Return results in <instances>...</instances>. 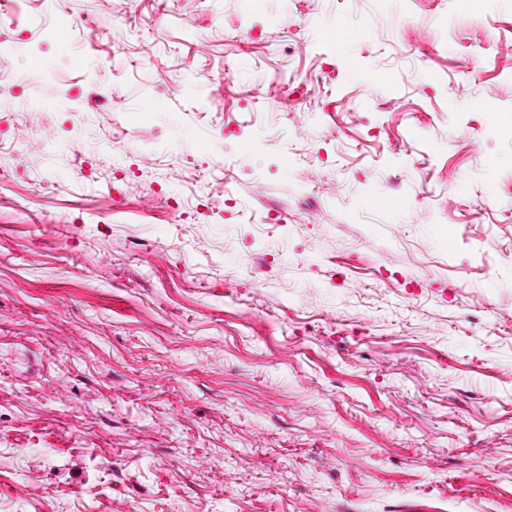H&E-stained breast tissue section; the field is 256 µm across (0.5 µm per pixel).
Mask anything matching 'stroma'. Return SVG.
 I'll use <instances>...</instances> for the list:
<instances>
[{"label": "stroma", "mask_w": 512, "mask_h": 512, "mask_svg": "<svg viewBox=\"0 0 512 512\" xmlns=\"http://www.w3.org/2000/svg\"><path fill=\"white\" fill-rule=\"evenodd\" d=\"M10 11L0 512H512V0Z\"/></svg>", "instance_id": "35a3bbf8"}]
</instances>
